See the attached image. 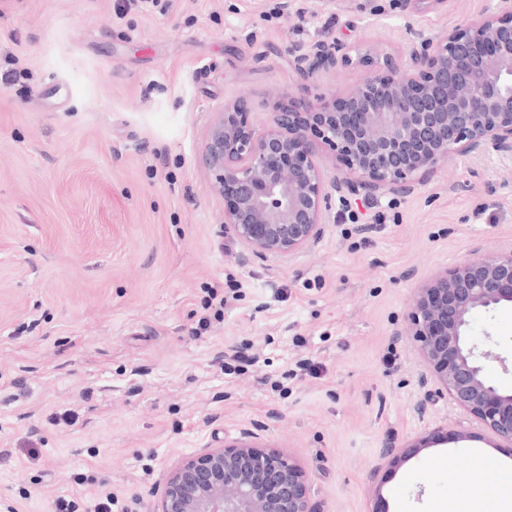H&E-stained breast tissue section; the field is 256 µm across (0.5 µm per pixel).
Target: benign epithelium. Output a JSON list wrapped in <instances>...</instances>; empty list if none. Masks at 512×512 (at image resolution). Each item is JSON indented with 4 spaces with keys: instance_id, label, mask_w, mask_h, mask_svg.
Segmentation results:
<instances>
[{
    "instance_id": "1",
    "label": "benign epithelium",
    "mask_w": 512,
    "mask_h": 512,
    "mask_svg": "<svg viewBox=\"0 0 512 512\" xmlns=\"http://www.w3.org/2000/svg\"><path fill=\"white\" fill-rule=\"evenodd\" d=\"M302 95L257 125L253 101L224 104L200 161L224 198V231L255 257L292 255L347 209L406 197L450 156L512 157V0H487L444 37L412 31L407 46L318 41L295 51ZM367 76L345 95L310 97L333 71ZM337 161L336 174L322 164ZM512 304V246L475 255L424 281L410 304L421 362L464 414L512 446V392L485 375L468 335L476 311ZM155 512H316L296 465L243 436L186 459L166 477Z\"/></svg>"
}]
</instances>
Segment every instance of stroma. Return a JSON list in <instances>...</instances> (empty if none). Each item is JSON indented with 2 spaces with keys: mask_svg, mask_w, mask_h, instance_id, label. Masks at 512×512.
<instances>
[{
  "mask_svg": "<svg viewBox=\"0 0 512 512\" xmlns=\"http://www.w3.org/2000/svg\"><path fill=\"white\" fill-rule=\"evenodd\" d=\"M279 3L0 0V512H154L170 470L247 433L294 460L316 512H437L484 458L479 493L512 480L511 446L455 437L408 332L423 281L512 245V158H451L264 259L225 233L200 162L224 103L300 95L293 49L441 37L485 0ZM487 331L510 392L512 304L474 314Z\"/></svg>",
  "mask_w": 512,
  "mask_h": 512,
  "instance_id": "1",
  "label": "stroma"
}]
</instances>
